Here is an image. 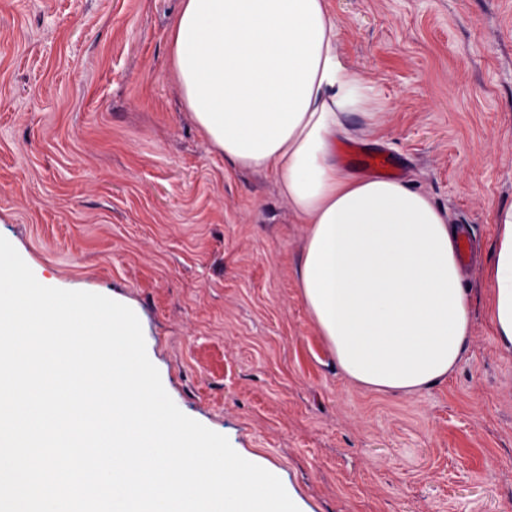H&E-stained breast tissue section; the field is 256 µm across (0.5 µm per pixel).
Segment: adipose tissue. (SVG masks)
Instances as JSON below:
<instances>
[{"instance_id": "adipose-tissue-1", "label": "adipose tissue", "mask_w": 512, "mask_h": 512, "mask_svg": "<svg viewBox=\"0 0 512 512\" xmlns=\"http://www.w3.org/2000/svg\"><path fill=\"white\" fill-rule=\"evenodd\" d=\"M329 0H181L169 56L181 97L225 164L272 173L306 227L303 302L342 370L414 390L447 375L469 334L461 230L415 187L337 164L348 113L377 97L342 60ZM491 319L512 348V205L497 213Z\"/></svg>"}]
</instances>
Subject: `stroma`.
<instances>
[{"label":"stroma","instance_id":"stroma-1","mask_svg":"<svg viewBox=\"0 0 512 512\" xmlns=\"http://www.w3.org/2000/svg\"><path fill=\"white\" fill-rule=\"evenodd\" d=\"M179 3L0 0V235L43 285L130 307L178 408L300 512H512V350L487 273L512 204V0H331L338 49L383 108L356 144L473 244L464 353L416 392L337 363L298 288L305 225L182 101Z\"/></svg>","mask_w":512,"mask_h":512}]
</instances>
